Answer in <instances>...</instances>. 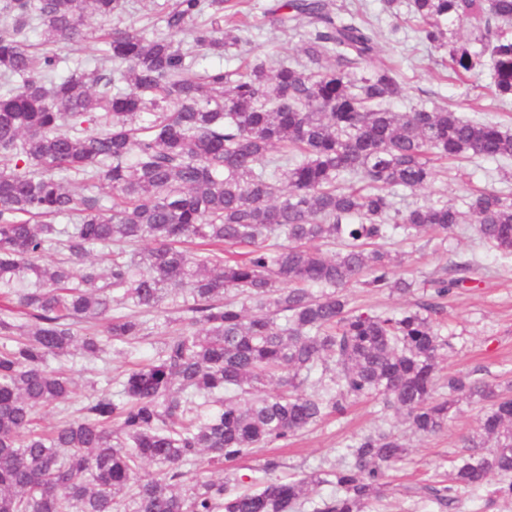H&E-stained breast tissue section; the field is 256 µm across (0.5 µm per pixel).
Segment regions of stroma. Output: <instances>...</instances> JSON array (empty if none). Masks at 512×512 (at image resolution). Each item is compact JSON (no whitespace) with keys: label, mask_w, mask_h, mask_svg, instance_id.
<instances>
[{"label":"stroma","mask_w":512,"mask_h":512,"mask_svg":"<svg viewBox=\"0 0 512 512\" xmlns=\"http://www.w3.org/2000/svg\"><path fill=\"white\" fill-rule=\"evenodd\" d=\"M340 6H362L378 32V49L385 58L401 67L406 84L405 96L393 105L394 111L406 112L421 105L445 106L466 119L501 124L512 130V102L495 97L489 72L483 71L457 79L448 67V56L427 43L409 19L408 0H398L397 15L382 9L381 0H335ZM270 0H248L245 11L247 43L231 49L224 57H207L206 65L237 67L255 57L293 58L304 39L299 31H281L261 24L260 17ZM500 189L512 192V161L473 159L449 166L438 173L424 189L397 191L394 206L403 210L438 199L462 203L475 189ZM390 248L396 259V276L416 281L408 298L365 288L348 289L353 306L362 310L402 307L427 299L425 283L433 275L455 262L473 266L472 279L465 288L449 296L445 303L443 333L450 345L440 364L441 376L481 371L493 382L512 379V256L502 255L483 245L473 226L462 225L447 243L423 234L415 241L394 239ZM132 358L111 351L106 359L89 358L74 353L64 360L50 359V366L64 364L76 383L73 403L112 388L113 377L128 369ZM482 415L481 404L460 399L455 417L436 435L423 438L410 430L403 417L384 413L379 404L367 400L350 401L340 417L314 426L302 435L259 449L249 458L205 467L208 476L220 478L245 474L248 468H260L270 458L280 459L281 476L311 471L337 462L350 440L379 426L391 428L408 449L407 457L390 471L391 484L382 499L388 512H438L429 501L403 494L406 486L446 479L451 460L461 451L466 436L476 433Z\"/></svg>","instance_id":"obj_1"}]
</instances>
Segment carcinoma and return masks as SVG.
<instances>
[{
    "instance_id": "cac0c4a2",
    "label": "carcinoma",
    "mask_w": 512,
    "mask_h": 512,
    "mask_svg": "<svg viewBox=\"0 0 512 512\" xmlns=\"http://www.w3.org/2000/svg\"><path fill=\"white\" fill-rule=\"evenodd\" d=\"M126 2L0 0V299L12 303L0 307V512H369L408 451L383 430L288 479L275 458L245 488L192 474L369 397L422 436L448 427L459 397L485 403L448 484L420 493L450 507L495 477L493 500L512 501V393L439 377L441 300L472 265L402 309L363 312L344 293H411L384 248L395 235L446 240L471 220L512 255L511 193L485 189L463 208L392 203L397 188L427 186L437 161L512 158V133L446 108L392 111L402 74L374 28L332 0L264 12L304 32L302 60L202 70L240 46L239 0H170L150 33L121 24ZM409 12L458 78L486 69L512 99V0H410ZM91 17L103 48L63 68L54 48L94 37ZM471 19L478 51L448 40V23ZM336 241L333 256L319 248ZM236 246L243 257L228 255ZM167 299L178 316L153 357L37 430L36 410L73 394L48 359L147 338ZM319 484L334 493L314 501Z\"/></svg>"
}]
</instances>
